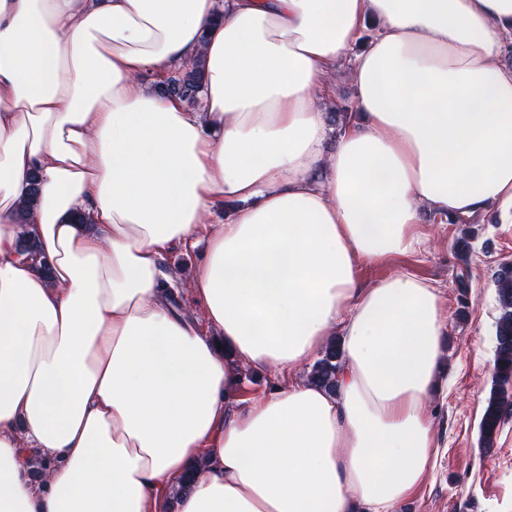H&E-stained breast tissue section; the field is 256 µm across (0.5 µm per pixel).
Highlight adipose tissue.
Returning a JSON list of instances; mask_svg holds the SVG:
<instances>
[{"label": "adipose tissue", "mask_w": 512, "mask_h": 512, "mask_svg": "<svg viewBox=\"0 0 512 512\" xmlns=\"http://www.w3.org/2000/svg\"><path fill=\"white\" fill-rule=\"evenodd\" d=\"M511 56L512 0H0V512L407 498L445 301L357 269L417 252L426 210L512 223ZM198 58L199 110L134 85ZM345 58L358 116L327 152ZM335 339L331 392L300 372ZM243 365L274 385L241 397Z\"/></svg>", "instance_id": "1"}]
</instances>
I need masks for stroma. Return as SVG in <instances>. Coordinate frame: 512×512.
I'll list each match as a JSON object with an SVG mask.
<instances>
[{
    "label": "stroma",
    "instance_id": "stroma-1",
    "mask_svg": "<svg viewBox=\"0 0 512 512\" xmlns=\"http://www.w3.org/2000/svg\"><path fill=\"white\" fill-rule=\"evenodd\" d=\"M422 248L358 267L368 286L409 274L437 284L448 314V394L431 410L438 455L425 482L392 512H512V416L492 450L479 443V425L493 380L500 306L493 283L512 263V223L478 214L465 224L423 218ZM469 249L460 252L459 241Z\"/></svg>",
    "mask_w": 512,
    "mask_h": 512
}]
</instances>
